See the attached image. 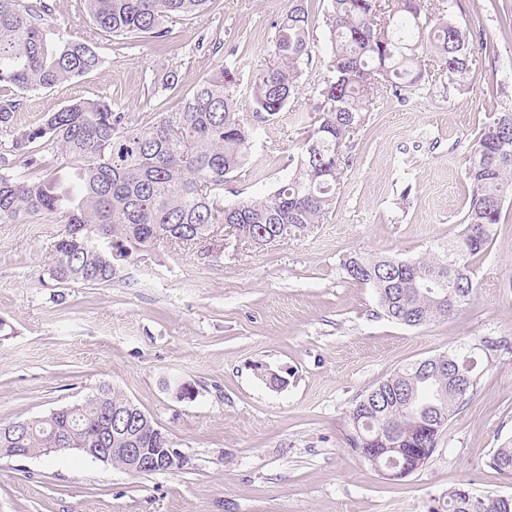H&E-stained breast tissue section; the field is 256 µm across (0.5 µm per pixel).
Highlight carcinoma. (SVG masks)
I'll return each instance as SVG.
<instances>
[{
  "label": "carcinoma",
  "mask_w": 512,
  "mask_h": 512,
  "mask_svg": "<svg viewBox=\"0 0 512 512\" xmlns=\"http://www.w3.org/2000/svg\"><path fill=\"white\" fill-rule=\"evenodd\" d=\"M213 0H84L96 34L151 38L162 46L167 23L199 14ZM455 0H331L330 76L311 112L287 109L299 90L303 66L312 55L311 18L305 0L276 24L270 60L251 83L255 117L264 121L288 114L306 133L288 176L268 195L224 204L227 176L247 171L255 126L238 111L236 72L219 64L175 112L158 107L152 122L137 127L127 113L101 99H79L19 128V96L9 87L34 93L77 79L103 67L94 38L51 35L46 0H0V132L11 139L0 149V223L34 217H61L51 245L46 274L61 286L110 285L119 263L132 253H148L164 243L224 246V225H235L239 240L267 245L306 234L330 213L341 179L351 165L348 145L363 130L370 112L384 99L403 101L423 88L431 62L451 79L471 76L473 35L453 19ZM55 151L65 165L61 175L45 173L46 156L36 145ZM23 159L13 170L9 157ZM466 178L471 191L462 229L442 251L416 259L397 254L343 259L347 275L375 290L384 317L408 327L448 318L451 295L461 306L473 290L474 268L487 253L503 204L512 197V106L489 115L478 132ZM467 390L447 397L440 384L404 367L374 386L376 412L359 448L364 461L379 456L405 459L399 448H435L446 427L433 415L450 418ZM413 389L419 416L412 420L398 398ZM134 403L103 387L82 403L25 421L13 432L0 422V448H23L30 457L46 456L53 440L81 454L84 448H166V432L151 420L127 429H102L112 412L131 416ZM490 465L512 476V448H498ZM468 488L448 491V512H475ZM481 512H512V496H483Z\"/></svg>",
  "instance_id": "1"
}]
</instances>
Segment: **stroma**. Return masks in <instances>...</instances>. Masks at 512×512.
<instances>
[{
  "instance_id": "stroma-1",
  "label": "stroma",
  "mask_w": 512,
  "mask_h": 512,
  "mask_svg": "<svg viewBox=\"0 0 512 512\" xmlns=\"http://www.w3.org/2000/svg\"><path fill=\"white\" fill-rule=\"evenodd\" d=\"M50 24L71 38L92 25L81 0H50ZM315 54L294 100L311 110L326 75L330 0H306ZM292 0H217L169 25L168 44L102 34L101 71L25 94L21 127L79 98L103 99L139 124L154 118L162 82L186 95L217 67L224 46L243 80L269 56ZM512 0H457L454 18L487 47L464 82L437 74L405 102L374 111L350 145L354 162L321 224L254 248L161 246L132 254L107 286L49 280L56 219L0 223V421L49 415L101 385L168 431L187 465L132 476L70 453L0 456V512H442L450 489L512 495L489 464L512 447V201L477 263L474 289L448 319L410 328L377 316L373 288L351 280L346 255L418 257L460 229L465 171L488 113L512 105ZM303 131L264 123L250 161L260 176L224 187L234 202L269 192L288 173ZM449 353L473 361L476 385L428 463L389 481L348 444L358 396L398 369ZM285 378L269 385L258 367ZM195 396L180 398L178 385Z\"/></svg>"
}]
</instances>
